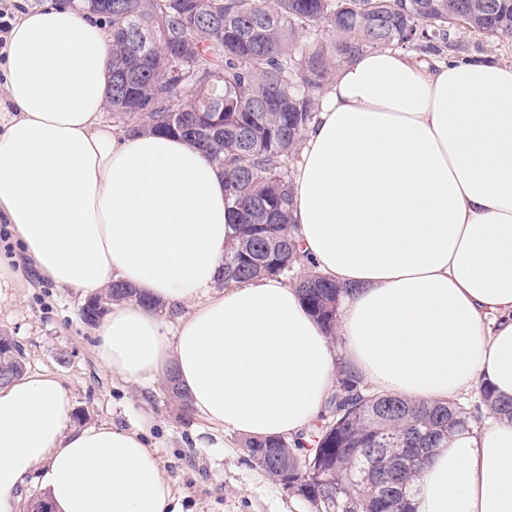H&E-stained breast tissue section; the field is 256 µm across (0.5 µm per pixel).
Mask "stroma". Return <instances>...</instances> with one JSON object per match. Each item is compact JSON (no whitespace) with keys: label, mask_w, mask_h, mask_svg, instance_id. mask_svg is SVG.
Instances as JSON below:
<instances>
[{"label":"stroma","mask_w":512,"mask_h":512,"mask_svg":"<svg viewBox=\"0 0 512 512\" xmlns=\"http://www.w3.org/2000/svg\"><path fill=\"white\" fill-rule=\"evenodd\" d=\"M458 57L493 55L512 62V41L457 30ZM83 300L21 263L15 287L0 294V332L20 344L25 368L61 380L80 425L146 426L183 512H311L310 505L272 481L248 456L243 435L212 426L172 404L163 383L145 388L104 369Z\"/></svg>","instance_id":"35a3bbf8"}]
</instances>
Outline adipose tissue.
I'll return each instance as SVG.
<instances>
[{
  "label": "adipose tissue",
  "mask_w": 512,
  "mask_h": 512,
  "mask_svg": "<svg viewBox=\"0 0 512 512\" xmlns=\"http://www.w3.org/2000/svg\"><path fill=\"white\" fill-rule=\"evenodd\" d=\"M0 217L41 277L83 297L122 282L185 313L113 304L95 354L150 384L175 369L213 426L296 436L339 357L375 389L512 398V64L425 62L398 48L336 71L292 178L297 239L352 286L330 338L282 278L218 285L235 236L221 171L178 136L108 124L110 37L47 0L7 38ZM59 378L0 386V512L34 482L55 512H180L144 428L76 426ZM416 512H512V423L464 431L414 485Z\"/></svg>",
  "instance_id": "ef3b65f1"
}]
</instances>
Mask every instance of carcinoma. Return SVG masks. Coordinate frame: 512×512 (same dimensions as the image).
I'll return each instance as SVG.
<instances>
[{
  "label": "carcinoma",
  "mask_w": 512,
  "mask_h": 512,
  "mask_svg": "<svg viewBox=\"0 0 512 512\" xmlns=\"http://www.w3.org/2000/svg\"><path fill=\"white\" fill-rule=\"evenodd\" d=\"M109 24L113 125L129 134L178 135L222 170L234 242L220 283L288 277L307 259L294 236L289 163L312 122L336 67L370 49L419 46L452 52L448 13H468L471 30L512 40V0H76ZM327 27L336 39L318 38ZM327 333L340 299L352 292L309 268L294 282ZM159 306L124 283L101 297ZM24 371L22 348L0 333V381ZM494 417L512 419V399L479 385ZM458 402L381 393L364 385L345 360L312 428L283 450V439H247L249 457L277 478L276 455L288 453L295 495L312 512H415L412 484L448 437L471 426Z\"/></svg>",
  "instance_id": "carcinoma-1"
}]
</instances>
